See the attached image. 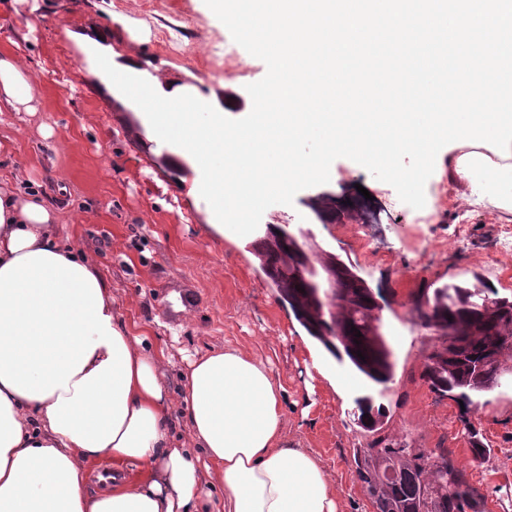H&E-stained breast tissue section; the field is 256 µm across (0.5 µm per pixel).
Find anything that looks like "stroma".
Returning <instances> with one entry per match:
<instances>
[{
    "instance_id": "35a3bbf8",
    "label": "stroma",
    "mask_w": 512,
    "mask_h": 512,
    "mask_svg": "<svg viewBox=\"0 0 512 512\" xmlns=\"http://www.w3.org/2000/svg\"><path fill=\"white\" fill-rule=\"evenodd\" d=\"M159 30L177 41V54L157 42ZM99 32L116 69L162 95L179 87L211 100L232 119L250 112L245 87L267 66L204 0H0V53L17 55L38 94L35 113L0 114V176L21 172L22 191L63 210L62 237L93 258L132 333L170 355V389L199 353L243 346L269 361L285 387L286 438L320 458L341 512H373L353 459L373 439L357 424L356 401L365 396L385 412L387 443L447 452L484 495L486 512H512V382L475 410L440 395L426 374L438 331L420 316L436 289L453 282L479 279L512 296V212L471 203L469 183L451 176L443 150L425 185L434 213L339 158L327 184L264 212L254 232H221L193 189V167L90 67L80 38ZM358 205L379 215L369 245L356 235ZM283 224L308 231L372 289L394 352L387 386L310 336L264 272L257 243ZM474 432L488 450L481 461L471 453Z\"/></svg>"
}]
</instances>
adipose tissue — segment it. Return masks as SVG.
<instances>
[{
	"mask_svg": "<svg viewBox=\"0 0 512 512\" xmlns=\"http://www.w3.org/2000/svg\"><path fill=\"white\" fill-rule=\"evenodd\" d=\"M22 110H37L32 79L0 54V113ZM60 222L0 180V512H339L321 461L285 439V389L268 363L228 344L170 391L165 351L132 334ZM106 462L112 487L92 491ZM135 467L144 478L123 476Z\"/></svg>",
	"mask_w": 512,
	"mask_h": 512,
	"instance_id": "1",
	"label": "adipose tissue"
}]
</instances>
